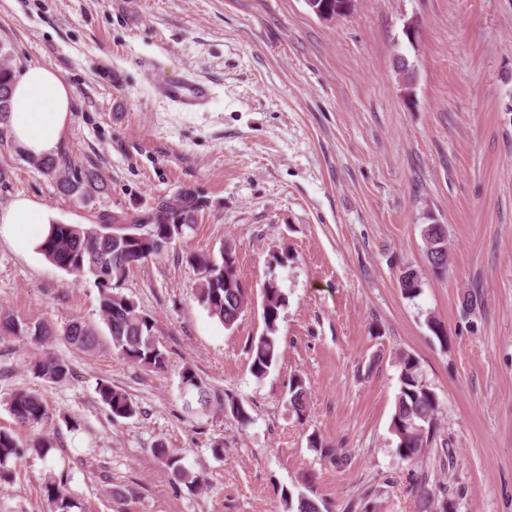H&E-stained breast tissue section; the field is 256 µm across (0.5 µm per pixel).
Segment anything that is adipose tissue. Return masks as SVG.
<instances>
[{
	"mask_svg": "<svg viewBox=\"0 0 512 512\" xmlns=\"http://www.w3.org/2000/svg\"><path fill=\"white\" fill-rule=\"evenodd\" d=\"M72 99L71 86L50 67L36 64L14 72L6 125L16 147L33 156L54 155L70 121ZM56 221L52 209L20 197L0 210V238L28 254L37 250Z\"/></svg>",
	"mask_w": 512,
	"mask_h": 512,
	"instance_id": "adipose-tissue-1",
	"label": "adipose tissue"
}]
</instances>
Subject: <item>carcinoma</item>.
I'll return each mask as SVG.
<instances>
[{"label": "carcinoma", "mask_w": 512, "mask_h": 512, "mask_svg": "<svg viewBox=\"0 0 512 512\" xmlns=\"http://www.w3.org/2000/svg\"><path fill=\"white\" fill-rule=\"evenodd\" d=\"M13 67L8 53L0 47V124L5 123L9 108L10 76ZM40 172L55 179L59 192L68 198L84 199L103 188L100 176L91 170H76L64 176L61 170L68 168L66 159L29 158ZM201 195L192 189L177 193L174 202L164 200L149 214L135 219L133 224H53L39 247L40 254L51 264L81 279L92 276L100 290L102 322L109 334L112 350L122 359L136 366L163 373L167 369V354L156 337L155 319L142 312L135 301L119 292L131 271L151 257L168 252L173 243L184 236L195 216L203 210ZM425 255L433 272L439 274L447 268L448 230L442 224H428L423 229ZM188 262L200 275L197 300L209 315L226 328L232 327L248 299V290L239 279L235 260L230 248L216 257L210 253H192ZM399 287L408 298H414L421 288V276L410 267L399 269ZM263 320L265 330L253 341L249 354L251 374L262 379L280 357L278 336L281 311L288 302L286 294L274 280L263 288ZM26 336L45 345L56 336L55 328L38 319L22 322L9 313L0 312V337ZM66 341L75 349L91 353L100 344V329L85 321L75 320L63 331ZM400 388L391 419V430L396 439L395 453L399 459L415 464L431 447L437 437V413L439 401L435 392L426 384L419 372L417 360L410 354L398 357ZM33 374L49 384L66 382L70 367L61 359L45 353L31 365ZM183 392H194L197 401L208 402L207 391L197 375L185 368L180 375ZM97 393L108 408L112 419H130L138 414V406L131 398L112 384L98 383ZM289 407L297 417L305 416L308 404L307 388L298 377L290 386ZM9 411L22 426L36 428L49 418L48 406L37 390L18 389L7 400ZM311 447L328 458L336 466L347 464V457L329 448L316 436L309 437ZM51 443L37 439L20 443L11 434L0 431V481L11 478L8 463L28 452L47 453ZM154 456L170 470L173 479L188 486L197 485L198 477L191 475L180 464V458L164 443L153 447ZM47 500L52 512H74L77 501L69 495L65 482L52 479L45 484ZM284 512H321L312 498L288 492L282 497Z\"/></svg>", "instance_id": "obj_1"}]
</instances>
